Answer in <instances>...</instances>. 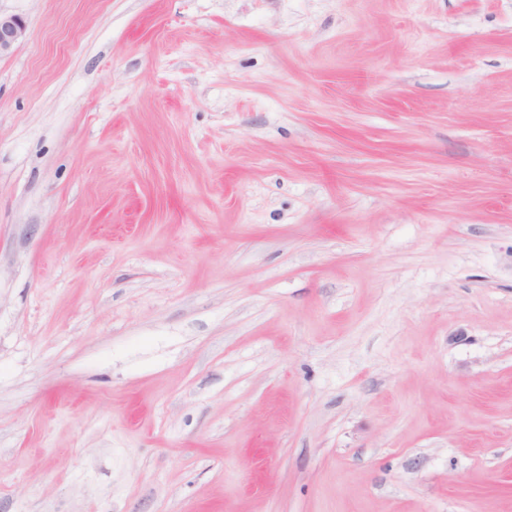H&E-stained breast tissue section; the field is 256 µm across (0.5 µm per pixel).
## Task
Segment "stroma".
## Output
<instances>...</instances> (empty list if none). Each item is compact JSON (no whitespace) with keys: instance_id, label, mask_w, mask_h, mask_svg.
Returning <instances> with one entry per match:
<instances>
[{"instance_id":"stroma-1","label":"stroma","mask_w":512,"mask_h":512,"mask_svg":"<svg viewBox=\"0 0 512 512\" xmlns=\"http://www.w3.org/2000/svg\"><path fill=\"white\" fill-rule=\"evenodd\" d=\"M0 12V512H512V0ZM26 32V22L22 17L0 12V56L10 53Z\"/></svg>"}]
</instances>
